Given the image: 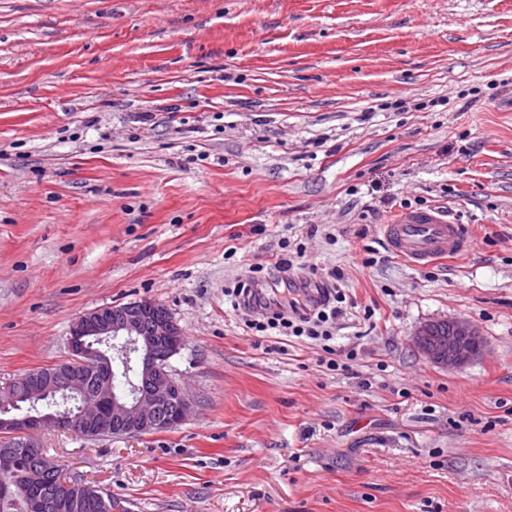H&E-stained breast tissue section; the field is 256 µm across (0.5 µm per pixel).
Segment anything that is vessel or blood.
<instances>
[{"instance_id":"obj_1","label":"vessel or blood","mask_w":512,"mask_h":512,"mask_svg":"<svg viewBox=\"0 0 512 512\" xmlns=\"http://www.w3.org/2000/svg\"><path fill=\"white\" fill-rule=\"evenodd\" d=\"M380 234L392 253L417 266L466 254L472 247L463 225L435 208L401 212L381 225Z\"/></svg>"}]
</instances>
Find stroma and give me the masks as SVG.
I'll use <instances>...</instances> for the list:
<instances>
[{"label":"stroma","instance_id":"stroma-1","mask_svg":"<svg viewBox=\"0 0 512 512\" xmlns=\"http://www.w3.org/2000/svg\"><path fill=\"white\" fill-rule=\"evenodd\" d=\"M434 205L472 251L390 254ZM334 269L347 372L225 294ZM142 299L192 416L36 434L128 512H512V0H0V379ZM456 316L486 351L429 363ZM443 324L449 327H438ZM453 336L455 337L452 340ZM432 340L435 342L444 340L448 348L442 350ZM412 343L430 363L448 369L464 368L483 354L487 347V342L480 329L472 322L459 317L424 323L416 330Z\"/></svg>","mask_w":512,"mask_h":512}]
</instances>
